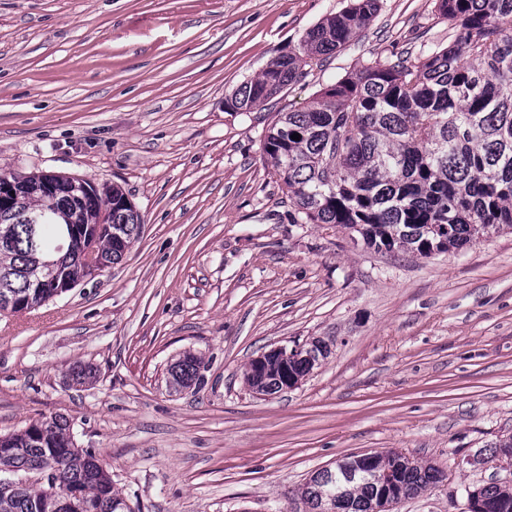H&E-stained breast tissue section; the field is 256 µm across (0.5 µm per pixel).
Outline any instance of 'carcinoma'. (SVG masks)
<instances>
[{
    "mask_svg": "<svg viewBox=\"0 0 512 512\" xmlns=\"http://www.w3.org/2000/svg\"><path fill=\"white\" fill-rule=\"evenodd\" d=\"M439 14L457 24L452 45L425 49L414 58L366 63L321 90L311 105L277 113L263 139L267 166L293 199L295 224H337L378 251L411 250L421 256L458 251L477 238L512 229V0H436ZM380 0L354 3L306 30L294 51L273 60L224 105L235 112L261 108L295 82L305 67L344 48L370 24ZM300 134L295 141L291 135ZM19 195L0 212V291L21 302L49 292L36 287L40 260L67 255L59 280L89 275L80 240L69 224L96 234L109 263L122 258L138 235L141 216L117 186L85 185L81 203L73 178L49 173H0ZM55 193L34 192L44 182ZM26 215L39 217L32 249ZM169 383L186 389L199 380V361L185 353L168 369ZM282 369L271 365L264 381L246 375L265 394L281 390ZM47 466L55 485L72 493L67 512H133L96 463L95 451L76 446L71 422L54 415L0 436V470L20 474ZM378 472L307 482L300 497L311 512L332 498L339 512H371L392 471L409 498L438 482L432 465L401 453L378 454ZM486 512H512V486H477ZM0 512H53L45 487L18 484L0 491Z\"/></svg>",
    "mask_w": 512,
    "mask_h": 512,
    "instance_id": "1",
    "label": "carcinoma"
}]
</instances>
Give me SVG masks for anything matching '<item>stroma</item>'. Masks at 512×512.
Listing matches in <instances>:
<instances>
[{
	"mask_svg": "<svg viewBox=\"0 0 512 512\" xmlns=\"http://www.w3.org/2000/svg\"><path fill=\"white\" fill-rule=\"evenodd\" d=\"M348 2L0 0V172L120 185L143 221L119 263L0 312V435L69 416L135 512H310L315 470L389 450L443 473L393 512H468L512 479L491 455L512 433V230L378 252L293 223L262 150L276 113L363 64L447 47L434 0H381L263 109L224 106ZM312 338L330 353L296 388H248L252 359ZM187 352L200 379L172 390Z\"/></svg>",
	"mask_w": 512,
	"mask_h": 512,
	"instance_id": "stroma-1",
	"label": "stroma"
}]
</instances>
